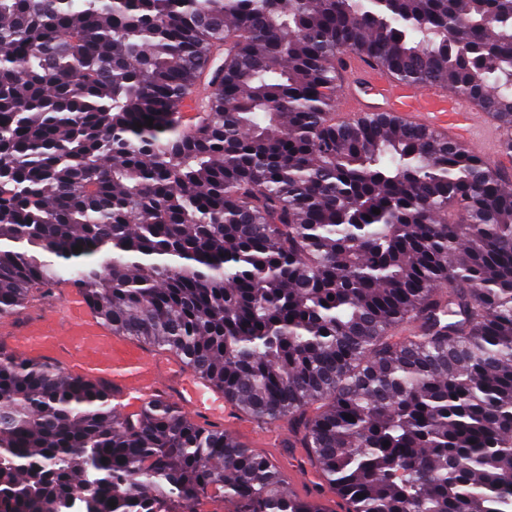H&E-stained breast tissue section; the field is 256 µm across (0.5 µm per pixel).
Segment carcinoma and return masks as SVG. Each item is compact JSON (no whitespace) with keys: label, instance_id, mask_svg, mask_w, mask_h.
I'll use <instances>...</instances> for the list:
<instances>
[{"label":"carcinoma","instance_id":"cac0c4a2","mask_svg":"<svg viewBox=\"0 0 512 512\" xmlns=\"http://www.w3.org/2000/svg\"><path fill=\"white\" fill-rule=\"evenodd\" d=\"M349 52L476 99L512 156V0H0V313L72 280L242 416L288 420L344 512H506L512 177L336 121ZM76 494L336 512L173 404L118 426L103 390L0 354V502Z\"/></svg>","mask_w":512,"mask_h":512}]
</instances>
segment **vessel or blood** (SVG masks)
Listing matches in <instances>:
<instances>
[{
  "label": "vessel or blood",
  "mask_w": 512,
  "mask_h": 512,
  "mask_svg": "<svg viewBox=\"0 0 512 512\" xmlns=\"http://www.w3.org/2000/svg\"><path fill=\"white\" fill-rule=\"evenodd\" d=\"M341 80L336 99L346 116L384 112L403 127L435 131L490 165L512 167V157L501 149L502 129L471 97L438 85L395 81L357 54L345 57ZM0 351L108 387L112 413L125 425L139 421L149 404L165 401L232 433L254 428L237 415L222 390L180 357L154 353L140 341L113 332L86 293L69 280L57 281L50 306L0 314Z\"/></svg>",
  "instance_id": "1"
}]
</instances>
